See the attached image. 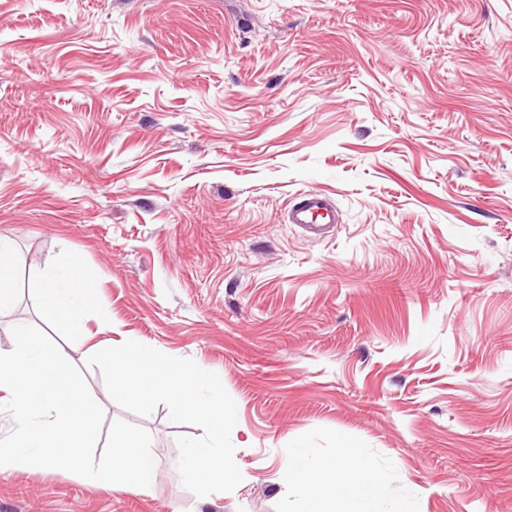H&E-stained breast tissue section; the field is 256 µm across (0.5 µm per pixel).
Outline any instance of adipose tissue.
<instances>
[{"label":"adipose tissue","instance_id":"1","mask_svg":"<svg viewBox=\"0 0 512 512\" xmlns=\"http://www.w3.org/2000/svg\"><path fill=\"white\" fill-rule=\"evenodd\" d=\"M76 268V259L66 255L31 280L32 288L45 291L55 314L67 322L83 318L91 304L90 289L76 284ZM324 472L341 479L351 497L349 506L326 497L318 479ZM286 481L302 503L301 512H382L379 477L364 457L323 458L303 453L291 458Z\"/></svg>","mask_w":512,"mask_h":512}]
</instances>
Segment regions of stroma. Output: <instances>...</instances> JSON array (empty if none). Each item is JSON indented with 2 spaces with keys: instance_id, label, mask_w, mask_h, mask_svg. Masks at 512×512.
Segmentation results:
<instances>
[{
  "instance_id": "35a3bbf8",
  "label": "stroma",
  "mask_w": 512,
  "mask_h": 512,
  "mask_svg": "<svg viewBox=\"0 0 512 512\" xmlns=\"http://www.w3.org/2000/svg\"><path fill=\"white\" fill-rule=\"evenodd\" d=\"M309 191L322 237L286 218ZM0 235L12 309L156 465L147 495L0 473V512H297L302 448L410 512H512V0H0ZM64 248L109 322L29 287ZM124 339L218 374L233 491L86 367ZM288 223L295 224L305 232L322 235L338 222L333 200L320 191L308 192L303 199L288 209ZM326 224V225H322Z\"/></svg>"
}]
</instances>
